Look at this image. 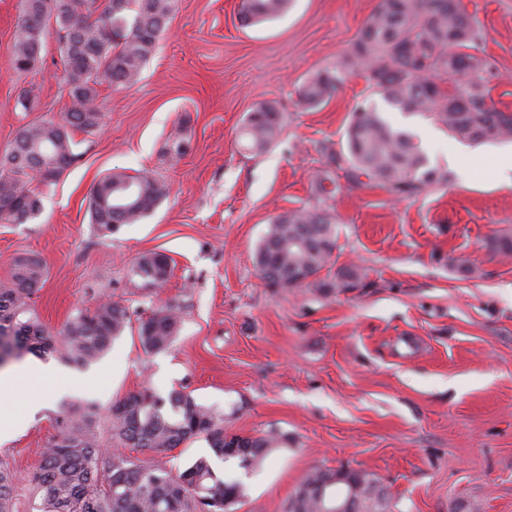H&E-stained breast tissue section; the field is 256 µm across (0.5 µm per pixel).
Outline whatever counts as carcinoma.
Returning a JSON list of instances; mask_svg holds the SVG:
<instances>
[{"label": "carcinoma", "mask_w": 512, "mask_h": 512, "mask_svg": "<svg viewBox=\"0 0 512 512\" xmlns=\"http://www.w3.org/2000/svg\"><path fill=\"white\" fill-rule=\"evenodd\" d=\"M290 0H242V26L274 20ZM175 10V0H20L10 61L18 72L40 62L47 36L56 35L63 68L61 80L69 102L59 120L35 121L18 128L0 153V224H27L42 210V188L56 184L76 163L72 131L92 132L103 118L98 86L107 80L130 88L155 51ZM481 39L476 15L463 0H379L359 29L351 48L336 65L315 73L300 88V100L317 106L328 100L348 76L361 74L368 88L391 107L429 112L449 132L475 143L512 140V110L490 106L497 74L485 58L470 53ZM285 114L273 104H259L243 127L244 147L261 153L282 133ZM328 169L319 180L318 205L288 210L274 217L257 253L265 285L281 291L311 288L322 294L358 288L363 273L356 266L333 268L337 248L336 218L327 205L342 172L347 186L375 181L397 197L417 196L447 175L430 165L410 133L392 128L371 100L359 103L340 149H324ZM168 184L152 174L116 170L91 191V223L113 231L136 224L168 195ZM496 255L512 257V234L487 239ZM170 268L160 252L140 256L131 275L158 284ZM48 269L36 253L13 261L0 280V345L9 360L26 355L59 354L85 367L99 360L112 341L131 325L126 305L112 300L77 311L61 330L44 325L33 297L44 286ZM143 348L161 352L179 330L174 305L166 304L137 318ZM97 413L72 404L61 414L60 430L30 476L35 512H230L245 496V485L214 473L206 456L174 473L160 464H140L122 448L172 451L204 438L215 456L233 457L250 468L282 442L281 435L234 436L239 453H228L224 418L189 394L158 396L143 387L112 405L109 434L117 452L106 455L95 431ZM16 475L0 462V512H17ZM341 490L360 499V512H389L386 488L356 469L315 467L296 489L295 512H324L327 498L318 490Z\"/></svg>", "instance_id": "carcinoma-1"}]
</instances>
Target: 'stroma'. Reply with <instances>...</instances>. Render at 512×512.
<instances>
[{"mask_svg": "<svg viewBox=\"0 0 512 512\" xmlns=\"http://www.w3.org/2000/svg\"><path fill=\"white\" fill-rule=\"evenodd\" d=\"M464 2L482 28L475 53L498 74L492 97L512 109V0ZM377 3L293 0L280 19L244 27L241 0H176L139 82L100 85L102 123L74 132L81 159L44 189L40 217L0 224V279L27 252L48 267L34 306L49 327L101 298L137 316L169 302L180 316L166 351H145L130 327L88 367L55 359L58 375L36 394H0V411L15 416L29 399L44 406L0 443L18 512H31L29 477L65 406L95 403L106 442L113 401L145 386L190 394L223 416L225 434L283 435L260 468L214 464L247 488L237 512H286L312 468L341 466L378 478L392 512H512V257L486 246L493 231H512V182L498 175L512 142L475 146L430 113L385 107L447 181L413 198L375 185L337 191L334 258L362 269V287L284 292L258 272L273 217L313 203L324 147L339 148L370 94L360 76L318 107L298 91L342 56ZM18 17L19 0H0V151L21 125L59 118L68 101L55 39L35 69H12ZM25 88L36 97L30 112L16 106ZM267 102L285 107L284 131L252 153L241 131ZM176 138L186 145L178 157L168 152ZM116 169L154 172L170 193L140 222L106 233L90 222L89 198ZM149 252L171 259L162 285L130 273Z\"/></svg>", "mask_w": 512, "mask_h": 512, "instance_id": "35a3bbf8", "label": "stroma"}]
</instances>
